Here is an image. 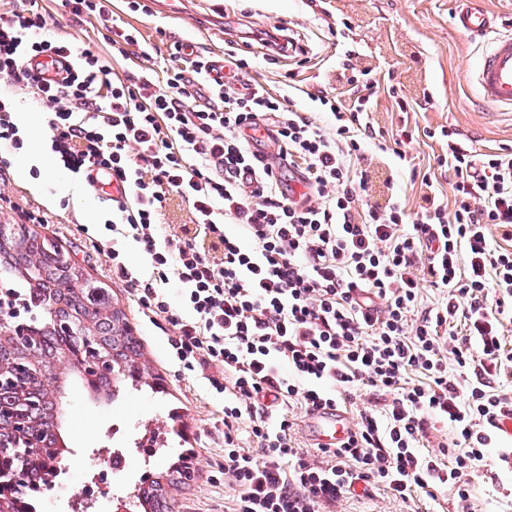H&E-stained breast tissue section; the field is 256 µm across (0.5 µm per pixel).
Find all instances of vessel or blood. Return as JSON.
<instances>
[{
	"label": "vessel or blood",
	"instance_id": "obj_1",
	"mask_svg": "<svg viewBox=\"0 0 512 512\" xmlns=\"http://www.w3.org/2000/svg\"><path fill=\"white\" fill-rule=\"evenodd\" d=\"M454 25L471 39L488 40L489 47L473 72V81L486 103L512 111V33H499L496 16L486 10L480 0H459ZM71 66L68 59L61 58L54 63L43 59L36 70L47 83L55 84L63 80ZM88 181L102 200L125 198L124 183L113 179L109 171L92 169ZM306 424L316 443L334 448L347 439L353 420L347 412L332 405L312 410Z\"/></svg>",
	"mask_w": 512,
	"mask_h": 512
}]
</instances>
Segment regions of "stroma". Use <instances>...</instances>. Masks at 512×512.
<instances>
[{
	"instance_id": "obj_1",
	"label": "stroma",
	"mask_w": 512,
	"mask_h": 512,
	"mask_svg": "<svg viewBox=\"0 0 512 512\" xmlns=\"http://www.w3.org/2000/svg\"><path fill=\"white\" fill-rule=\"evenodd\" d=\"M146 11L133 12L126 0H108L112 23L138 29L151 44V59L131 53L115 63L123 78L147 69L161 71L173 40L194 42L211 56L223 58L229 34L282 24L307 51L306 62L288 58L269 63L259 45L245 54L249 74L274 93L290 92L294 110L310 111L317 89L350 103L341 78L344 60L369 68L380 90L369 120L379 131L365 155L380 175L391 177L393 189L408 209H417L422 194L414 173L434 171L443 195L451 193V172L434 170L443 141L434 131L456 132L459 142L478 152L512 149V113L501 114L480 97L470 75L483 49L452 23L458 0H142ZM46 18V36L107 55L109 46L100 20L75 22L60 0H36ZM408 112H399L397 100ZM413 130L404 147L405 158L390 152L401 124ZM25 150L9 152L11 169L0 174V224L20 223V209L35 210L45 221L36 225L41 237L66 249L84 274L110 288L143 345L148 371L142 391L114 400L73 387V400L64 411V440L71 456L96 457L101 448H129L126 472L105 477L100 470L67 466L65 475L42 498L41 512H61L75 492L105 481L107 492L96 501L98 512H113L132 501L145 472H164L173 455L188 451L190 480L167 486L172 512H224V397L210 386L208 370L189 372L174 359L169 340L174 327L164 319L146 317L129 288L112 277V253L120 251L139 275L150 272L148 259L137 246L107 231L110 205L99 201L92 187L71 181L68 194L57 195L49 176L38 172L41 192L17 178L15 163ZM94 207L97 223H87L85 210ZM477 512H512V469L501 465L497 449L486 451L485 465L471 481Z\"/></svg>"
}]
</instances>
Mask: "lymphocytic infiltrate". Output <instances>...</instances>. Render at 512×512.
I'll list each match as a JSON object with an SVG mask.
<instances>
[{
  "mask_svg": "<svg viewBox=\"0 0 512 512\" xmlns=\"http://www.w3.org/2000/svg\"><path fill=\"white\" fill-rule=\"evenodd\" d=\"M45 26L24 0H0V80L52 105L51 148L73 177L101 167L126 184L107 229L136 244L152 275L117 252L112 275L176 328L170 345L186 370H217L224 512H334L380 491L409 504L442 490L472 512L468 477L496 441L495 420L512 416L500 390L512 377V152L480 153L441 130L448 150L436 162L454 173L452 204L426 174L417 211L396 196L382 206L361 167L377 84L352 62L350 105L311 96L335 119L326 128L253 81L235 46L224 51L225 83L180 41L162 82H132ZM61 53L74 62L61 84L25 66ZM261 127L276 154L253 149ZM176 198L191 221L167 233L160 219ZM360 396L368 404L340 447L312 452L293 438L298 411ZM439 425L449 438L424 454Z\"/></svg>",
  "mask_w": 512,
  "mask_h": 512,
  "instance_id": "f902f5d3",
  "label": "lymphocytic infiltrate"
}]
</instances>
